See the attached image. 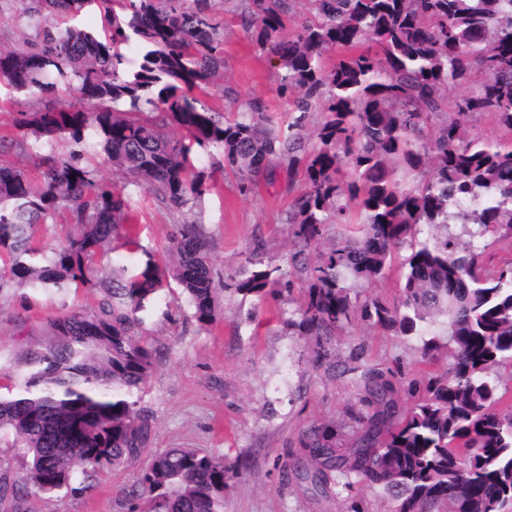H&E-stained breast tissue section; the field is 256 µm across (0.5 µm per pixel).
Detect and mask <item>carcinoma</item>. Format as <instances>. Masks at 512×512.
Returning a JSON list of instances; mask_svg holds the SVG:
<instances>
[{
  "mask_svg": "<svg viewBox=\"0 0 512 512\" xmlns=\"http://www.w3.org/2000/svg\"><path fill=\"white\" fill-rule=\"evenodd\" d=\"M251 37L275 54L282 93H296L283 130L254 99L233 119L192 95L224 68V40L207 0H18L20 44L0 47V80L40 97L63 86L77 104L21 112L16 125L68 155L50 161L39 185L0 163V297L11 288L65 297L92 283L91 259L114 240L132 250L123 190L89 159L105 154L125 185L145 186L183 219L171 268L139 274L112 264L86 313L49 322L50 342L0 362V435L25 459L23 475H0V501L91 489L98 468L145 458L131 512H224L228 480L248 462L195 448L145 454L152 416L141 406L153 368L142 335L146 300L174 280L206 327L216 318L207 240L193 207L204 191L194 147L219 148L247 191L272 160L300 168L305 190L288 210L299 250L292 269L253 260L230 277L258 299L304 276L286 321L311 346L317 368L336 370V332L361 321L422 342L418 363L439 354L449 370L407 381L360 365L351 351L358 407L350 447L336 427L311 429L292 471L314 497L345 495L343 512H369L350 495L365 483L384 512H512V399L499 369L512 366V260L483 263L484 241L512 238V137L469 135L461 117L486 114L512 134V0H313L317 20L288 29L291 0H242ZM95 4L104 36L57 18ZM34 36H29L28 31ZM141 52L123 68L120 45ZM339 52L327 68L323 56ZM467 85L457 117L446 92ZM322 122L309 129L315 110ZM185 132L181 139L166 128ZM60 209L78 232L61 249L32 245L36 222ZM355 230L327 245V225ZM408 247L402 300L357 305L356 290L382 280Z\"/></svg>",
  "mask_w": 512,
  "mask_h": 512,
  "instance_id": "cac0c4a2",
  "label": "carcinoma"
}]
</instances>
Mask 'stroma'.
<instances>
[{"instance_id":"1","label":"stroma","mask_w":512,"mask_h":512,"mask_svg":"<svg viewBox=\"0 0 512 512\" xmlns=\"http://www.w3.org/2000/svg\"><path fill=\"white\" fill-rule=\"evenodd\" d=\"M209 8L224 35V75L199 91V99L232 116L258 98L275 125H286L291 99L279 90L277 59L252 40L240 0H211ZM79 99L73 88H62L50 99L24 98L0 84V161L41 181L48 158L68 154L69 147L41 146L17 127V115ZM194 165L207 187L200 209L218 313L214 323L202 327L178 293L165 292L153 301L145 334L155 351L154 364L142 395L153 419L148 447L196 448L230 464L249 459V469L231 478L224 491V512H341L335 495L312 497L282 468L289 453L302 448L311 427L345 421L356 394L351 376L311 365L307 343L286 326L295 301L280 295L259 301L227 287L247 260L289 266L293 245L286 217L304 187L303 177L289 173L287 161L279 159L272 180H259L244 192L220 149L198 151ZM125 198L140 247L116 248L111 259L138 272L149 263L165 268L181 216L146 189L128 186ZM97 299V292L83 287L64 299L24 289L0 298V355L46 345L51 318L89 310ZM357 344L364 347L365 365L418 368L416 340L360 326L338 332L337 361L347 360ZM140 468L137 461L103 467L85 493L9 498L0 503V512H129L128 496L139 488Z\"/></svg>"}]
</instances>
